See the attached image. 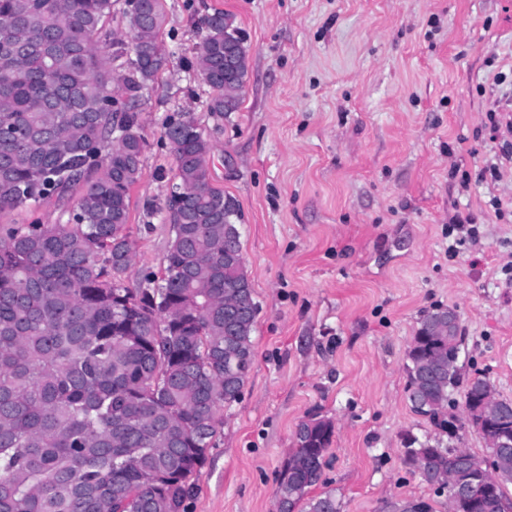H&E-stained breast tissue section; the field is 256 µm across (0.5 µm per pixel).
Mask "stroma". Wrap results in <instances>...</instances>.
<instances>
[{"label":"stroma","instance_id":"1","mask_svg":"<svg viewBox=\"0 0 512 512\" xmlns=\"http://www.w3.org/2000/svg\"><path fill=\"white\" fill-rule=\"evenodd\" d=\"M169 65L142 92L143 167L131 191V281L158 271L169 227L152 214L173 180L162 140L192 111L211 182L239 204L259 304L255 360L193 477L188 512H277L297 424L335 426L316 493L341 512L448 497L405 462V441L447 444L406 399L419 319L455 311L466 378L512 400V0H164ZM234 15L247 38L239 111L207 112L192 66L198 23ZM500 207H493V199ZM470 229L453 228L455 217Z\"/></svg>","mask_w":512,"mask_h":512}]
</instances>
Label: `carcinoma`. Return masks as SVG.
I'll return each mask as SVG.
<instances>
[{"mask_svg":"<svg viewBox=\"0 0 512 512\" xmlns=\"http://www.w3.org/2000/svg\"><path fill=\"white\" fill-rule=\"evenodd\" d=\"M113 0H0V215L55 197L53 224H9L0 235V512H185L191 477L214 447L220 408L236 402L254 362L258 305L241 253L236 201L212 186V145L196 113L163 126L183 199L159 208L170 224L161 275L128 283L135 251L130 192L143 166L135 101L169 64L159 40L163 0L123 9L126 32L106 28ZM233 15L203 17L193 67L211 88L207 111L239 110L248 56L224 49ZM125 132L114 142L115 130ZM462 329L448 310L423 315L407 353L412 411L458 437L448 411L464 410L487 380H464ZM438 369L430 386L426 368ZM329 419L295 432L279 471L280 512H340L322 482ZM463 448L407 439L406 456L428 484ZM503 485L474 480L458 512H506Z\"/></svg>","mask_w":512,"mask_h":512,"instance_id":"carcinoma-1","label":"carcinoma"}]
</instances>
